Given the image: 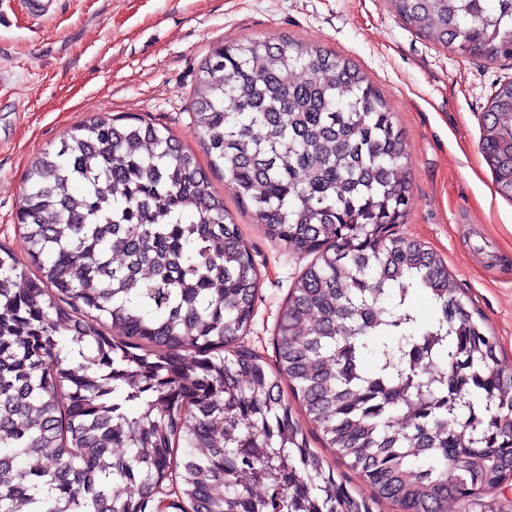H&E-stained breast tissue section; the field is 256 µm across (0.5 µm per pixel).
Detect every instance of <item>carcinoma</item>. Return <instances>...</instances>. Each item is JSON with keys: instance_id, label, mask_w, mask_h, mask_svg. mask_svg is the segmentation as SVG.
<instances>
[{"instance_id": "1", "label": "carcinoma", "mask_w": 512, "mask_h": 512, "mask_svg": "<svg viewBox=\"0 0 512 512\" xmlns=\"http://www.w3.org/2000/svg\"><path fill=\"white\" fill-rule=\"evenodd\" d=\"M394 2L435 43L512 58V0ZM192 113L206 167L165 128L103 116L31 164L28 263L0 244V512H372L285 382L376 503L448 512L512 477V375L443 260L396 231L411 196L384 95L330 51L251 39L204 60ZM483 121L512 200V81ZM216 172L314 255L272 364L239 343L261 279ZM283 388L285 395H288L289 399L293 403L295 417L304 426L305 432L310 442V447L315 448L319 454L332 466L335 472L336 480L346 481L348 487L356 497L364 498L367 500L371 499L373 497V490L371 486L360 477L358 471L350 467L349 460L343 459L339 455L336 448H329L324 445L320 432L308 423L303 409L298 404L294 403L288 386L285 385Z\"/></svg>"}]
</instances>
